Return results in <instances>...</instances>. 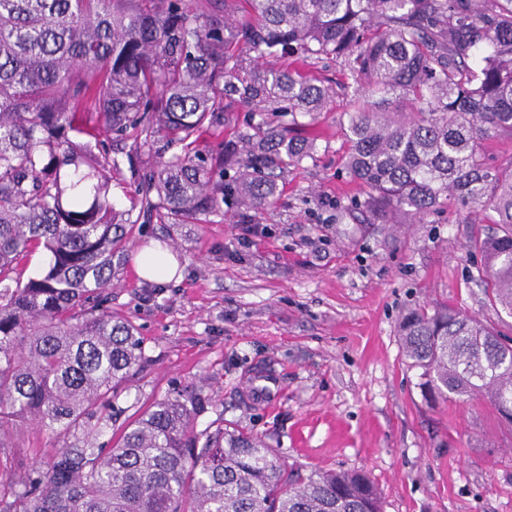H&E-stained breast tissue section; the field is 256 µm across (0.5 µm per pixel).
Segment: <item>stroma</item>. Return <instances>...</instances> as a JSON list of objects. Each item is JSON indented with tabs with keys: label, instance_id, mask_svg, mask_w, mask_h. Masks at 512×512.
I'll list each match as a JSON object with an SVG mask.
<instances>
[{
	"label": "stroma",
	"instance_id": "35a3bbf8",
	"mask_svg": "<svg viewBox=\"0 0 512 512\" xmlns=\"http://www.w3.org/2000/svg\"><path fill=\"white\" fill-rule=\"evenodd\" d=\"M345 103L335 95L299 129L317 151L280 180L268 213L226 204L196 224L131 227L109 306L136 326L145 363L112 405L125 421L192 391L208 402L198 429H244L306 474L365 472L382 512H512V422L478 396L426 399L398 336L408 310L440 304L512 336L467 248L485 213L377 224L352 208L365 190L344 165ZM153 242L170 249L174 280L138 276L133 256ZM71 440L27 428L5 445L25 469Z\"/></svg>",
	"mask_w": 512,
	"mask_h": 512
}]
</instances>
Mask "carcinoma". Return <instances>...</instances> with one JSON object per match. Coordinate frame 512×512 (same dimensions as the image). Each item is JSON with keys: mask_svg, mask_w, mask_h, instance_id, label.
<instances>
[{"mask_svg": "<svg viewBox=\"0 0 512 512\" xmlns=\"http://www.w3.org/2000/svg\"><path fill=\"white\" fill-rule=\"evenodd\" d=\"M295 54L344 62L345 165L367 189L354 206L380 224L490 210L469 251L512 315V156L483 154L512 140V0H0V512H381L362 472L305 475L237 428L196 431L193 392L97 444L142 363L135 326L104 307L132 213L192 224L230 200L269 208L315 152L294 128L334 95L260 62ZM230 126L236 138L201 147ZM124 166L137 187L119 210ZM399 336L425 395L512 414L511 337L446 305L408 312ZM25 426L74 441L19 477L1 448Z\"/></svg>", "mask_w": 512, "mask_h": 512, "instance_id": "1", "label": "carcinoma"}]
</instances>
